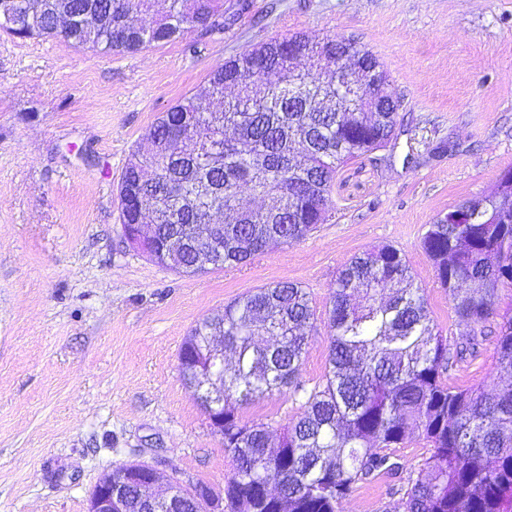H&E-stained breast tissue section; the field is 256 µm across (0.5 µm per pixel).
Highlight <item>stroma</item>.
I'll return each mask as SVG.
<instances>
[{
    "instance_id": "obj_1",
    "label": "stroma",
    "mask_w": 512,
    "mask_h": 512,
    "mask_svg": "<svg viewBox=\"0 0 512 512\" xmlns=\"http://www.w3.org/2000/svg\"><path fill=\"white\" fill-rule=\"evenodd\" d=\"M248 2L223 32L133 54L0 32V512H87L99 478L128 463L222 492L233 463L179 352L202 319L256 289L309 292L310 388L325 371L330 290L364 251L400 249L438 329L463 330L421 239L512 170V0ZM295 33L354 36L383 62L402 124L382 163L341 166L324 223L247 264L187 276L135 251L118 189L146 130L225 60ZM499 375L490 337L449 383L489 390ZM300 413L279 393L240 410L275 428ZM395 482L379 473L344 512H383Z\"/></svg>"
}]
</instances>
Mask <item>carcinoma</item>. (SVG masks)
<instances>
[{"mask_svg":"<svg viewBox=\"0 0 512 512\" xmlns=\"http://www.w3.org/2000/svg\"><path fill=\"white\" fill-rule=\"evenodd\" d=\"M224 0H0V30L60 36L100 54L134 53L195 31H224ZM348 55L360 72L378 58L341 35L274 37L224 61L145 133L132 151L118 204L126 224H151L155 262L207 271L193 243L221 217L224 266L246 263L273 242L306 237L326 219L339 166L385 148L400 124L398 100L378 112H338L320 58ZM312 96L291 94L288 70ZM247 188L261 199L240 206ZM421 247L464 331L448 342L405 255L383 246L358 255L336 278L326 310L330 353L323 379H301L315 312L302 286L284 282L240 297L204 318L181 348L183 381L205 405L197 372L210 336L237 354L224 368L227 512H343L376 473H399L384 450L412 439L429 456L400 477L402 512H512V379L489 394L448 385L460 363L494 334L498 368L512 373V312L498 288L512 285V188L469 205V223L437 218ZM274 392L303 400L271 449L270 426L239 408Z\"/></svg>","mask_w":512,"mask_h":512,"instance_id":"cac0c4a2","label":"carcinoma"}]
</instances>
